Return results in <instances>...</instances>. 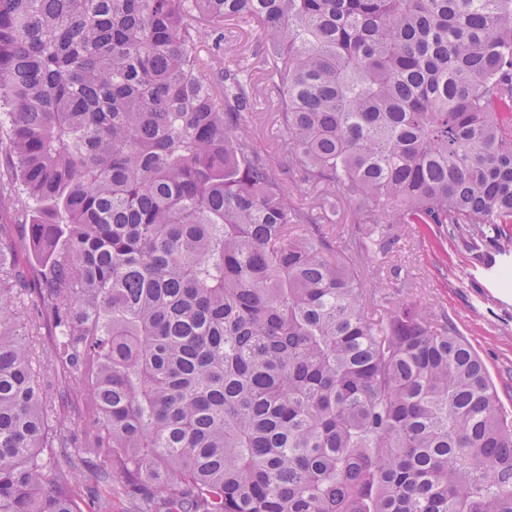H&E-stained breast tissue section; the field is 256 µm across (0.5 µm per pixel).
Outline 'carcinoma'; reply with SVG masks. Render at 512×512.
Wrapping results in <instances>:
<instances>
[{
  "mask_svg": "<svg viewBox=\"0 0 512 512\" xmlns=\"http://www.w3.org/2000/svg\"><path fill=\"white\" fill-rule=\"evenodd\" d=\"M226 20L269 35L275 158ZM2 113L0 512H512L484 363L354 260L512 249V0H0ZM299 161L384 219L352 254L289 237Z\"/></svg>",
  "mask_w": 512,
  "mask_h": 512,
  "instance_id": "obj_1",
  "label": "carcinoma"
}]
</instances>
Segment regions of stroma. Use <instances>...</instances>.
I'll list each match as a JSON object with an SVG mask.
<instances>
[{"label":"stroma","mask_w":512,"mask_h":512,"mask_svg":"<svg viewBox=\"0 0 512 512\" xmlns=\"http://www.w3.org/2000/svg\"><path fill=\"white\" fill-rule=\"evenodd\" d=\"M264 41L262 31L228 21L222 55L257 76V50ZM247 125L270 150H277L285 132L275 121L266 89L258 90ZM289 195L296 205L313 211L338 253L347 247L354 226L370 221L343 196L322 204L321 191L304 182L298 168L291 173ZM386 231L394 241L392 251L368 254L356 265L364 287L397 303L429 308L438 322L458 330L484 362L504 406L512 408V282H504L500 274L512 269V253L499 256L491 245H482V252L496 256L499 266L488 273L463 246L439 243L408 224H393Z\"/></svg>","instance_id":"stroma-1"}]
</instances>
